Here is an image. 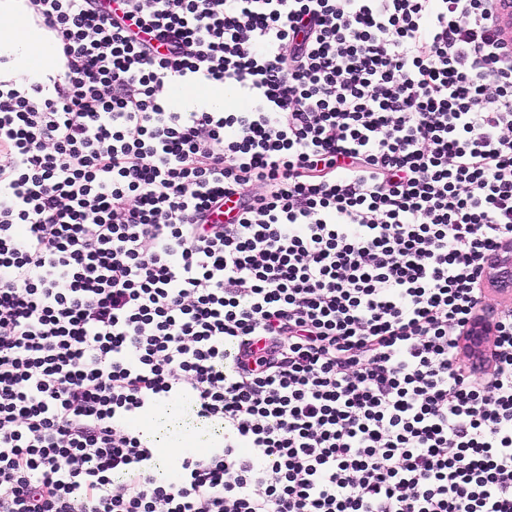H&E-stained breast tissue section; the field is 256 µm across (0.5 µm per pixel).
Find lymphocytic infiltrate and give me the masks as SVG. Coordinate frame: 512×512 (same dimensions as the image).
<instances>
[{"mask_svg":"<svg viewBox=\"0 0 512 512\" xmlns=\"http://www.w3.org/2000/svg\"><path fill=\"white\" fill-rule=\"evenodd\" d=\"M0 82V512H512V0H25ZM230 82L250 106L167 105ZM221 430L171 475L136 428ZM0 80L22 85L50 84L64 71L58 40L26 15L22 2L0 0ZM490 272L503 287L512 286V239L506 238L500 250L491 259Z\"/></svg>","mask_w":512,"mask_h":512,"instance_id":"f902f5d3","label":"lymphocytic infiltrate"}]
</instances>
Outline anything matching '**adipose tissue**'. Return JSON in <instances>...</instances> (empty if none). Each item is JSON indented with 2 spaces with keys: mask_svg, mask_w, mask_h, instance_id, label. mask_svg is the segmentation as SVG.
<instances>
[{
  "mask_svg": "<svg viewBox=\"0 0 512 512\" xmlns=\"http://www.w3.org/2000/svg\"><path fill=\"white\" fill-rule=\"evenodd\" d=\"M65 58L58 40L27 16L20 0H0V80L22 85L48 84L64 70ZM181 402L148 413L139 429L167 469H174L186 450L203 448L214 439L213 430L194 426L171 428L181 416Z\"/></svg>",
  "mask_w": 512,
  "mask_h": 512,
  "instance_id": "adipose-tissue-1",
  "label": "adipose tissue"
}]
</instances>
